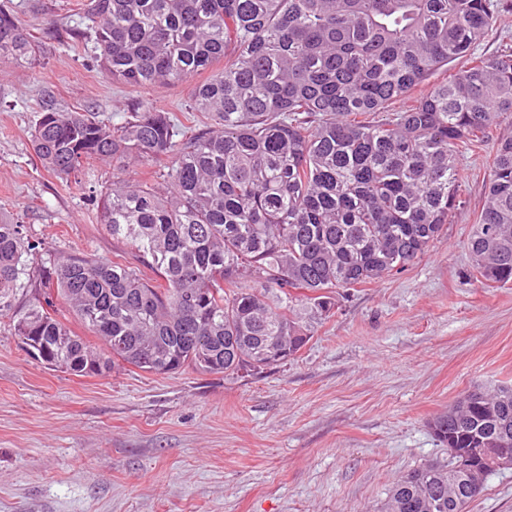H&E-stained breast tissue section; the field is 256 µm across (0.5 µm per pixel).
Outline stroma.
Segmentation results:
<instances>
[{
    "mask_svg": "<svg viewBox=\"0 0 512 512\" xmlns=\"http://www.w3.org/2000/svg\"><path fill=\"white\" fill-rule=\"evenodd\" d=\"M14 2L41 57L0 60V215L60 254L134 261L100 222L111 165L94 162L72 185L37 167L36 107L49 90L117 125L149 104L191 134L205 121L185 109L190 86L112 83L70 38L79 20L67 8ZM494 133L461 156L462 204L428 251L337 289L308 345L263 373L80 377L29 357L1 323L0 512H378L398 477L447 464L429 421L464 392L512 385V285H482L467 249L511 112ZM466 512H512V470L491 475Z\"/></svg>",
    "mask_w": 512,
    "mask_h": 512,
    "instance_id": "1",
    "label": "stroma"
}]
</instances>
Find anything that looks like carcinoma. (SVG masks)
I'll return each mask as SVG.
<instances>
[{
	"instance_id": "carcinoma-1",
	"label": "carcinoma",
	"mask_w": 512,
	"mask_h": 512,
	"mask_svg": "<svg viewBox=\"0 0 512 512\" xmlns=\"http://www.w3.org/2000/svg\"><path fill=\"white\" fill-rule=\"evenodd\" d=\"M71 32L112 82L192 83L202 133L179 140L143 105L111 126L63 109L51 91L31 134L65 181L107 161L101 224L137 263L60 259L0 217V318L22 348L77 376L120 365L169 374L259 372L296 356L334 314V290L398 274L459 202L458 157L512 112V46L476 53L500 0H80ZM12 0H0V58L36 60ZM467 65L429 83L442 67ZM224 62L221 68L216 67ZM201 82L193 79L205 72ZM135 160L158 182L125 174ZM467 248L476 279L512 284V136L490 163ZM65 308L96 339L72 331ZM438 442L478 460L400 477L380 512H466L512 455V387L472 391L430 422Z\"/></svg>"
}]
</instances>
